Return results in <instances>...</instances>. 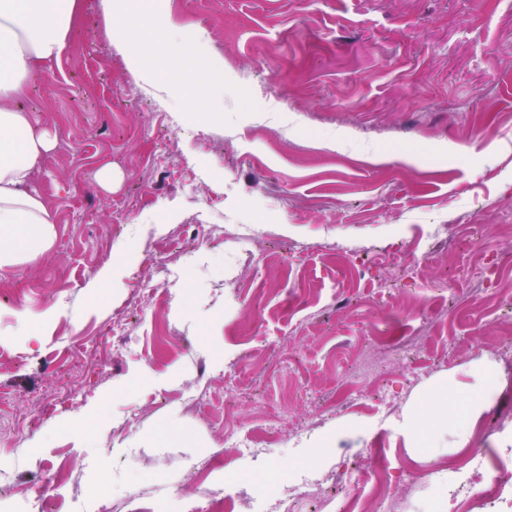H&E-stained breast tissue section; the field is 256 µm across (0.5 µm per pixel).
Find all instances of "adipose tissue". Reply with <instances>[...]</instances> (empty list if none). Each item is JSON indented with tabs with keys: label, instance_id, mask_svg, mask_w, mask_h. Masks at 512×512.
Masks as SVG:
<instances>
[{
	"label": "adipose tissue",
	"instance_id": "ef3b65f1",
	"mask_svg": "<svg viewBox=\"0 0 512 512\" xmlns=\"http://www.w3.org/2000/svg\"><path fill=\"white\" fill-rule=\"evenodd\" d=\"M156 2L145 0L149 36L128 43V65L139 71L154 42L169 41L168 66L185 72L190 88L199 90L211 80L206 59L182 43L172 15L156 9ZM77 7L78 0H0V271L36 260L54 241L49 210L30 182L56 138L35 127L16 102L35 68L60 58ZM477 416L474 402L441 385L411 409L407 428L415 447L444 448L449 436L466 437Z\"/></svg>",
	"mask_w": 512,
	"mask_h": 512
}]
</instances>
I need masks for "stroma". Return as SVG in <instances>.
I'll use <instances>...</instances> for the list:
<instances>
[{"mask_svg":"<svg viewBox=\"0 0 512 512\" xmlns=\"http://www.w3.org/2000/svg\"><path fill=\"white\" fill-rule=\"evenodd\" d=\"M165 8L218 62V103L134 78L100 0H80L62 57L19 101L57 137L32 178L56 235L0 273V512L39 495L74 512V493L99 490L111 512L135 493L179 512L192 462L219 453L218 480L252 490L288 487L301 460L421 469L404 415L443 383L483 407L467 447L503 456L512 432L484 429L512 420V371L474 373L512 337V0ZM433 224L453 232L433 240ZM244 227L250 241L232 239ZM491 250L504 262L481 292ZM383 334L411 346L381 384L391 422L369 404L327 412ZM263 411L279 442L251 467L224 428ZM337 428L357 436L338 455L319 447Z\"/></svg>","mask_w":512,"mask_h":512,"instance_id":"35a3bbf8","label":"stroma"}]
</instances>
